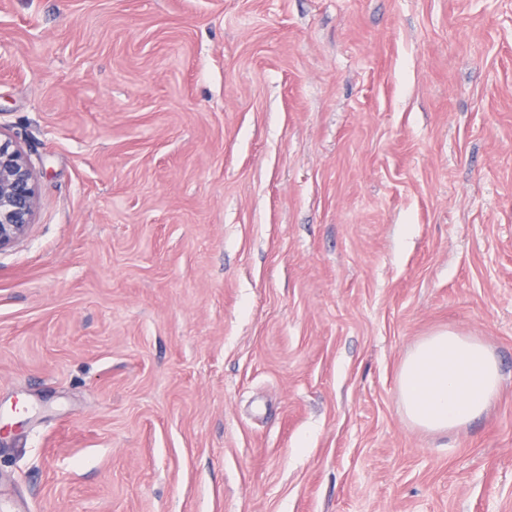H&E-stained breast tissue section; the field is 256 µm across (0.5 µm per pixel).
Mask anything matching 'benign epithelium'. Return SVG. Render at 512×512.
Here are the masks:
<instances>
[{
    "label": "benign epithelium",
    "instance_id": "7a95c632",
    "mask_svg": "<svg viewBox=\"0 0 512 512\" xmlns=\"http://www.w3.org/2000/svg\"><path fill=\"white\" fill-rule=\"evenodd\" d=\"M32 167L20 148L0 137V250L28 233L37 208Z\"/></svg>",
    "mask_w": 512,
    "mask_h": 512
}]
</instances>
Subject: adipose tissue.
Returning a JSON list of instances; mask_svg holds the SVG:
<instances>
[{
	"label": "adipose tissue",
	"instance_id": "1",
	"mask_svg": "<svg viewBox=\"0 0 512 512\" xmlns=\"http://www.w3.org/2000/svg\"><path fill=\"white\" fill-rule=\"evenodd\" d=\"M500 386L492 352L475 337L446 331L410 349L398 390L410 421L429 431L452 432L483 416Z\"/></svg>",
	"mask_w": 512,
	"mask_h": 512
}]
</instances>
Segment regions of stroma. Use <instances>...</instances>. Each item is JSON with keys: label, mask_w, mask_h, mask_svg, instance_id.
<instances>
[{"label": "stroma", "mask_w": 512, "mask_h": 512, "mask_svg": "<svg viewBox=\"0 0 512 512\" xmlns=\"http://www.w3.org/2000/svg\"><path fill=\"white\" fill-rule=\"evenodd\" d=\"M0 129V499L512 512V0H0ZM446 330L502 375L451 434ZM37 199L34 172L27 157L0 130V250L28 233ZM500 386L492 352L473 336L446 331L410 349L398 390L410 421L429 431L452 432L483 416Z\"/></svg>", "instance_id": "35a3bbf8"}]
</instances>
